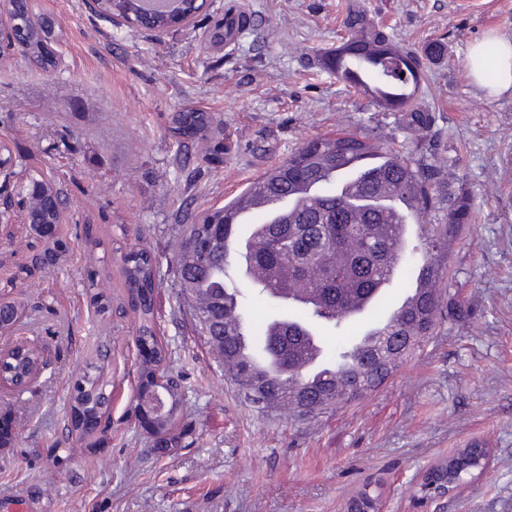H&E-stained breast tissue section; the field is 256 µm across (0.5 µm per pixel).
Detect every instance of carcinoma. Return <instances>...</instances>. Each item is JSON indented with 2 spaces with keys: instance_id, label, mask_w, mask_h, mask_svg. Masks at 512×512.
<instances>
[{
  "instance_id": "1",
  "label": "carcinoma",
  "mask_w": 512,
  "mask_h": 512,
  "mask_svg": "<svg viewBox=\"0 0 512 512\" xmlns=\"http://www.w3.org/2000/svg\"><path fill=\"white\" fill-rule=\"evenodd\" d=\"M16 15L30 56L46 71L55 68L43 36L27 26V13L18 10ZM347 26L349 37L327 57L325 68L336 79L368 94L378 109L405 113L410 126L429 125L432 116L416 103L423 76L420 57L391 47L388 37L361 15L350 16ZM214 123L212 113L188 109L173 115L172 131L180 144L192 139L206 141L215 135ZM397 200L420 211L446 208V223L432 224L423 232L424 264L434 291L414 311L396 317L392 331L355 369L348 363L351 342H327L340 327L342 316L323 312L322 305L314 301L285 306L281 299L302 284L328 306L335 297L349 299L372 291L389 272L387 258L410 265L405 254L417 247H409L394 230V225L401 223L394 210ZM28 206L40 214L37 228L41 232L60 219V211L45 209L37 200L28 201ZM242 210L250 211L252 217L251 232L244 240L237 236L235 221ZM473 221L471 198L463 187L446 182L445 168L437 157L416 165L367 133L343 129L305 142L223 207L193 217L185 226L177 257L180 292L194 304L198 335L218 354L224 372L239 389L264 391L277 398L280 406L294 403V394L303 392L312 395L310 403L323 410L357 397L348 386L350 382L374 387L377 374L391 373L432 334L450 243ZM276 237L288 240V249L273 251L271 241ZM238 258L249 262L248 269L265 276L262 285L251 276L247 278V288L272 301L270 313L262 321L245 318L242 288L228 278L227 269ZM122 274L140 320L137 344L143 367L136 395L138 408L151 389L162 387L155 375L168 357L155 332L156 260L150 250L140 247L124 254ZM242 327L266 352L270 337L284 332L313 337L325 359L324 377L313 382L304 374L299 386L293 387L285 384L279 366L270 372L256 369L238 352ZM36 365V356L27 352L3 360L0 370L22 381ZM109 385L99 372L85 376L74 397L71 433L80 438L90 436L81 423L107 412ZM167 397L170 415L153 430L162 442L176 425L181 387L173 386ZM482 456L479 444L459 449L430 467L422 485L442 488L466 480ZM350 506L354 512H377V499L364 488L351 499Z\"/></svg>"
}]
</instances>
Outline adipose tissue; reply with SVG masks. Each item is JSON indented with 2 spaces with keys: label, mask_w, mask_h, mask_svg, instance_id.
Returning <instances> with one entry per match:
<instances>
[{
  "label": "adipose tissue",
  "mask_w": 512,
  "mask_h": 512,
  "mask_svg": "<svg viewBox=\"0 0 512 512\" xmlns=\"http://www.w3.org/2000/svg\"><path fill=\"white\" fill-rule=\"evenodd\" d=\"M463 63L474 83L490 95L512 92V38L489 35L468 50Z\"/></svg>",
  "instance_id": "1"
}]
</instances>
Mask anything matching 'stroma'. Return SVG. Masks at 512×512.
Instances as JSON below:
<instances>
[{
  "mask_svg": "<svg viewBox=\"0 0 512 512\" xmlns=\"http://www.w3.org/2000/svg\"><path fill=\"white\" fill-rule=\"evenodd\" d=\"M228 2L160 38L87 0H35L64 64L0 57V142L61 190L64 244L55 267L36 265L48 241L0 184V295L22 307L0 347L48 349L39 379L0 398L14 425L0 447V512H346L369 483L381 512H433L417 479L475 441L491 463L443 512H512V94L489 96L463 67L490 31L512 35V0H240L249 24L227 48L212 33ZM352 13L395 45L446 46L418 92L432 124L376 111L324 69ZM186 108L220 115L222 164L201 162V144L177 151L171 117ZM355 127L413 160L437 155L469 194L476 220L451 243L441 284L468 314L440 309L433 336L360 398L308 418L264 412L195 330L179 294L180 239L192 216L224 206L304 142ZM142 246L157 261L166 371L185 391L167 449L133 416L139 320L120 267ZM95 293L107 312L93 308ZM96 369L112 385L109 429L79 441L72 397Z\"/></svg>",
  "mask_w": 512,
  "mask_h": 512,
  "instance_id": "obj_1",
  "label": "stroma"
}]
</instances>
